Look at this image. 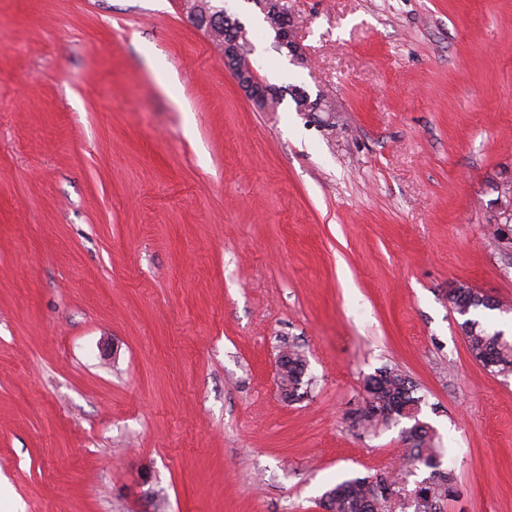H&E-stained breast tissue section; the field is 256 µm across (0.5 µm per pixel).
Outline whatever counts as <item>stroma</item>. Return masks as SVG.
Returning <instances> with one entry per match:
<instances>
[{"label": "stroma", "mask_w": 512, "mask_h": 512, "mask_svg": "<svg viewBox=\"0 0 512 512\" xmlns=\"http://www.w3.org/2000/svg\"><path fill=\"white\" fill-rule=\"evenodd\" d=\"M263 112L183 0H0V495L12 512H323L400 468L346 413L383 367L455 493L512 512V374L457 283L512 305V0H225ZM308 383L284 399L277 360ZM272 0H265L263 3V12H271L270 21L274 32V42L277 49H286L297 63H303L304 57L301 52L299 43L296 40L294 32L288 27H282L279 23L280 10L272 9ZM300 61V62H299ZM482 292L459 284L458 288H451L448 292V302L454 312L460 315V311L468 309L460 328L462 329L468 343L472 357L486 370L501 374L512 373V340L505 338L502 331L490 334L486 329L481 328L478 319H475L482 310H494L496 299L493 296H486V303L483 300ZM491 306V307H488ZM288 361V370L281 374L280 380L283 386L288 387V400H293L300 394L298 391L305 384L304 378L307 371V360L303 352L294 347L283 350L278 358V380L283 365Z\"/></svg>", "instance_id": "obj_1"}]
</instances>
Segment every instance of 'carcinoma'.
<instances>
[{
    "label": "carcinoma",
    "instance_id": "carcinoma-1",
    "mask_svg": "<svg viewBox=\"0 0 512 512\" xmlns=\"http://www.w3.org/2000/svg\"><path fill=\"white\" fill-rule=\"evenodd\" d=\"M448 302L456 313L468 310L460 328L472 357L490 372L512 373V340L505 338L501 331L488 333L475 319L488 309L482 292L461 284L449 290ZM306 371L304 353L288 348V370L280 376L281 384L288 387V399L299 396ZM366 391L368 397L364 404L348 414L352 426L371 430L402 419L413 421L410 436L403 438L408 445L405 460L414 468L419 465L432 468L436 474L411 488L405 476L383 470L369 476L347 478L322 494L321 507L325 512H395L397 509L406 512L410 507L413 512H433L434 504L452 495L453 477L449 472L439 471L440 462L430 445L428 426L418 418L421 399L413 396L412 382L393 369L383 368L367 378Z\"/></svg>",
    "mask_w": 512,
    "mask_h": 512
}]
</instances>
